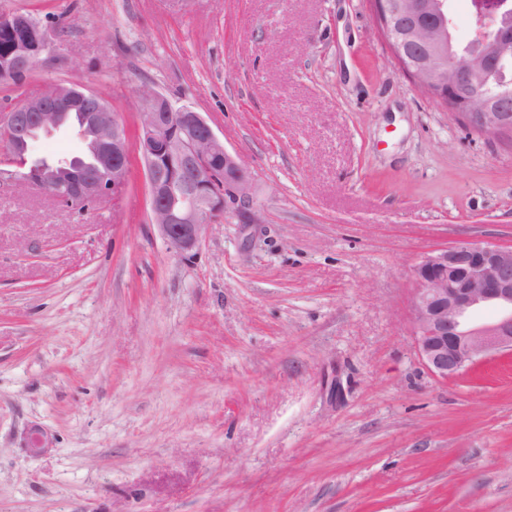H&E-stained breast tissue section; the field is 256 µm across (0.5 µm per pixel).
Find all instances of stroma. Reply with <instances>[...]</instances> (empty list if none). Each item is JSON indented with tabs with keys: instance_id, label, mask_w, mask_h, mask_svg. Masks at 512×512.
Returning a JSON list of instances; mask_svg holds the SVG:
<instances>
[{
	"instance_id": "stroma-1",
	"label": "stroma",
	"mask_w": 512,
	"mask_h": 512,
	"mask_svg": "<svg viewBox=\"0 0 512 512\" xmlns=\"http://www.w3.org/2000/svg\"><path fill=\"white\" fill-rule=\"evenodd\" d=\"M52 52L23 88L141 82L252 173L169 252L140 163L77 212L0 184V512H512V355L420 364L422 252L512 243V139L405 75L370 0H0ZM46 439L33 447L34 431Z\"/></svg>"
}]
</instances>
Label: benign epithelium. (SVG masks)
I'll return each mask as SVG.
<instances>
[{
  "mask_svg": "<svg viewBox=\"0 0 512 512\" xmlns=\"http://www.w3.org/2000/svg\"><path fill=\"white\" fill-rule=\"evenodd\" d=\"M376 21L394 59L414 84L448 108L477 134L498 139L512 131V99H492L485 81L498 75V63L512 58V35L501 33L490 52L448 53V70L426 48L440 31L417 25L427 0H371ZM474 42L512 17V0H472ZM0 28H34L38 44L0 58V72L34 70L52 49L42 23L28 13L0 15ZM140 103L136 147L148 183L151 223L169 252L199 247L206 229L224 218L227 205H250L253 178L238 155L228 151L201 115L174 108L153 87L137 92ZM77 117L85 153L64 162L33 159L30 144L71 124ZM9 138L0 143L1 181H17L49 192L59 203L86 210L119 199L130 169V134L105 98L75 84H56L21 97L0 111ZM408 303L416 354L427 372L446 380L483 359L512 352V244L468 243L425 251L413 266ZM499 310L492 323L474 315Z\"/></svg>",
  "mask_w": 512,
  "mask_h": 512,
  "instance_id": "benign-epithelium-1",
  "label": "benign epithelium"
}]
</instances>
